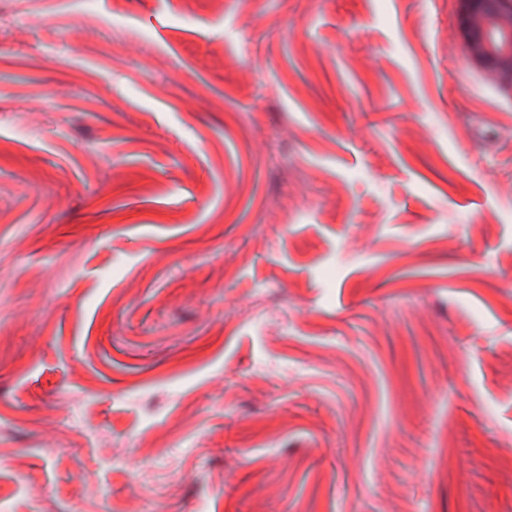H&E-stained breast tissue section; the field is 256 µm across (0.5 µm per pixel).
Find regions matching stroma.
Here are the masks:
<instances>
[{"label":"stroma","instance_id":"obj_1","mask_svg":"<svg viewBox=\"0 0 512 512\" xmlns=\"http://www.w3.org/2000/svg\"><path fill=\"white\" fill-rule=\"evenodd\" d=\"M0 512H512L454 0H0Z\"/></svg>","mask_w":512,"mask_h":512}]
</instances>
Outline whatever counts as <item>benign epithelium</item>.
Instances as JSON below:
<instances>
[{"instance_id": "7a95c632", "label": "benign epithelium", "mask_w": 512, "mask_h": 512, "mask_svg": "<svg viewBox=\"0 0 512 512\" xmlns=\"http://www.w3.org/2000/svg\"><path fill=\"white\" fill-rule=\"evenodd\" d=\"M469 61L512 90V0H455Z\"/></svg>"}]
</instances>
